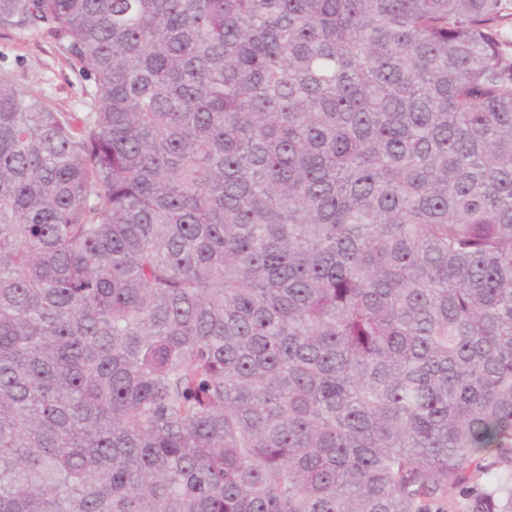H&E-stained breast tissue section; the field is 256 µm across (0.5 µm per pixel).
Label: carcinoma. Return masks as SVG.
<instances>
[{"mask_svg": "<svg viewBox=\"0 0 512 512\" xmlns=\"http://www.w3.org/2000/svg\"><path fill=\"white\" fill-rule=\"evenodd\" d=\"M508 0H0V512H512ZM37 94L55 112L82 115L93 83L44 29L0 28V79ZM466 499L462 497L460 488L438 491L433 496L424 499L422 511L425 512H461Z\"/></svg>", "mask_w": 512, "mask_h": 512, "instance_id": "1", "label": "carcinoma"}]
</instances>
